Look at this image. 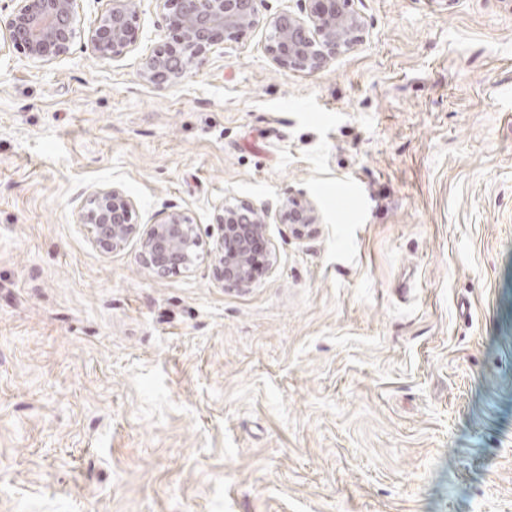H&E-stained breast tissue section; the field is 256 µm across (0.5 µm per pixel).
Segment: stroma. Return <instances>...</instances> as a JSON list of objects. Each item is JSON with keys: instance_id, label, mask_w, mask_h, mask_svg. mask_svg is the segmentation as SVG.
I'll return each mask as SVG.
<instances>
[{"instance_id": "1", "label": "stroma", "mask_w": 512, "mask_h": 512, "mask_svg": "<svg viewBox=\"0 0 512 512\" xmlns=\"http://www.w3.org/2000/svg\"><path fill=\"white\" fill-rule=\"evenodd\" d=\"M362 39L284 72L266 21L159 91L172 37L0 54V512H512V0H352ZM199 225L157 276L78 213ZM271 218L247 288L215 278L223 204ZM284 210L288 221L291 224H299L308 227L310 224L318 223V215L315 209L309 205H302L294 196L284 194L275 204V211Z\"/></svg>"}]
</instances>
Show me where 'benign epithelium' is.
Here are the masks:
<instances>
[{
  "label": "benign epithelium",
  "mask_w": 512,
  "mask_h": 512,
  "mask_svg": "<svg viewBox=\"0 0 512 512\" xmlns=\"http://www.w3.org/2000/svg\"><path fill=\"white\" fill-rule=\"evenodd\" d=\"M0 14V49L11 46L28 59L49 64L70 54L76 39L91 55L115 60L134 49L140 0H105L89 27L80 18L81 0H13ZM168 11L175 39H164L141 58L142 80L157 90L182 84L202 71L213 47L224 38L255 26L262 0H157ZM298 11L269 18L268 51L283 71L314 75L336 55L350 49L364 30L362 17L350 0H298ZM285 211L291 224L318 223L315 209L284 195L276 204L241 201L222 205L216 217L220 228L214 254V274L227 288H246L256 277L252 247L266 236L272 210ZM133 202L118 187L99 188L88 195L79 211L95 244L111 252L135 238L145 267L164 276L194 265L200 259L201 238L186 211L173 210L157 224L132 223Z\"/></svg>",
  "instance_id": "7a95c632"
}]
</instances>
